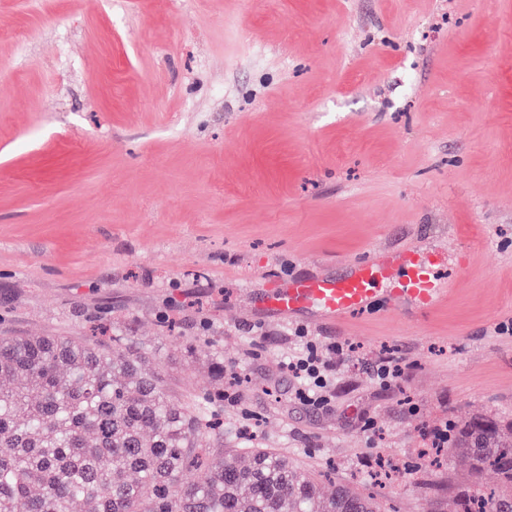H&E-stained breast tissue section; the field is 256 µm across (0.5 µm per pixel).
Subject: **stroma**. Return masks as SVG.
<instances>
[{
    "label": "stroma",
    "instance_id": "1",
    "mask_svg": "<svg viewBox=\"0 0 512 512\" xmlns=\"http://www.w3.org/2000/svg\"><path fill=\"white\" fill-rule=\"evenodd\" d=\"M438 254L430 311L269 312L275 280ZM512 0H0V336L126 339L215 450L451 512L438 426L512 422ZM350 351L330 404L281 365ZM400 359L383 388L373 365Z\"/></svg>",
    "mask_w": 512,
    "mask_h": 512
}]
</instances>
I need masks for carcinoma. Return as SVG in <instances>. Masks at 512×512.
Instances as JSON below:
<instances>
[{"label": "carcinoma", "instance_id": "obj_1", "mask_svg": "<svg viewBox=\"0 0 512 512\" xmlns=\"http://www.w3.org/2000/svg\"><path fill=\"white\" fill-rule=\"evenodd\" d=\"M210 428L119 336H0V512H377L275 450L214 453ZM452 447L473 478L498 477L458 489L454 512H512V423L471 416Z\"/></svg>", "mask_w": 512, "mask_h": 512}]
</instances>
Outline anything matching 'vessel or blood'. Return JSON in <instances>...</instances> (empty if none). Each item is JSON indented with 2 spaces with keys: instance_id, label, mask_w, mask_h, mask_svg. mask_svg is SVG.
Here are the masks:
<instances>
[{
  "instance_id": "1",
  "label": "vessel or blood",
  "mask_w": 512,
  "mask_h": 512,
  "mask_svg": "<svg viewBox=\"0 0 512 512\" xmlns=\"http://www.w3.org/2000/svg\"><path fill=\"white\" fill-rule=\"evenodd\" d=\"M435 267V260L422 259L414 251L385 252L359 262L342 279L318 277L275 282L263 304L284 315L308 307L325 316L343 318L364 310L376 281L386 278L392 282L390 296L407 301L416 309L430 310L449 290L437 276Z\"/></svg>"
}]
</instances>
